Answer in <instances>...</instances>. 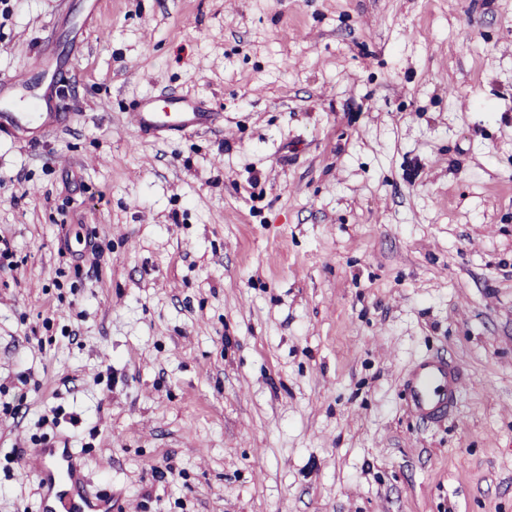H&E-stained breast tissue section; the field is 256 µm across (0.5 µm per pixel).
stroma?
Wrapping results in <instances>:
<instances>
[{
  "mask_svg": "<svg viewBox=\"0 0 512 512\" xmlns=\"http://www.w3.org/2000/svg\"><path fill=\"white\" fill-rule=\"evenodd\" d=\"M0 512L68 442L123 512H512V0H17ZM216 126L137 135L143 98ZM430 357L465 389L422 421ZM30 79L29 73H14L6 79L7 81L0 84V88L3 90L5 87H8L13 92L22 93L19 99L28 101L30 105L33 104L40 111L38 112L39 120H41L39 128L44 135L53 129L57 115L50 111L49 100L45 95L38 98L35 102L32 101L30 96ZM31 112H13L12 107L3 106L0 109V131L24 132L32 129L29 127Z\"/></svg>",
  "mask_w": 512,
  "mask_h": 512,
  "instance_id": "stroma-1",
  "label": "stroma"
}]
</instances>
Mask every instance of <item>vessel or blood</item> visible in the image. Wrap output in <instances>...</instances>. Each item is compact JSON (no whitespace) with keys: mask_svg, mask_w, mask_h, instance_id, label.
<instances>
[{"mask_svg":"<svg viewBox=\"0 0 512 512\" xmlns=\"http://www.w3.org/2000/svg\"><path fill=\"white\" fill-rule=\"evenodd\" d=\"M30 113L0 107V131H27ZM218 118L201 100L175 97L167 108L153 99L142 100L129 113L130 124L157 137L183 135L212 125ZM464 388L459 372L447 363L428 359L417 364L406 383L409 404L419 418L436 420L444 416ZM25 473L34 475L42 491V512H112V502L91 495L73 449L52 444L33 449L24 461Z\"/></svg>","mask_w":512,"mask_h":512,"instance_id":"b4317fda","label":"vessel or blood"}]
</instances>
